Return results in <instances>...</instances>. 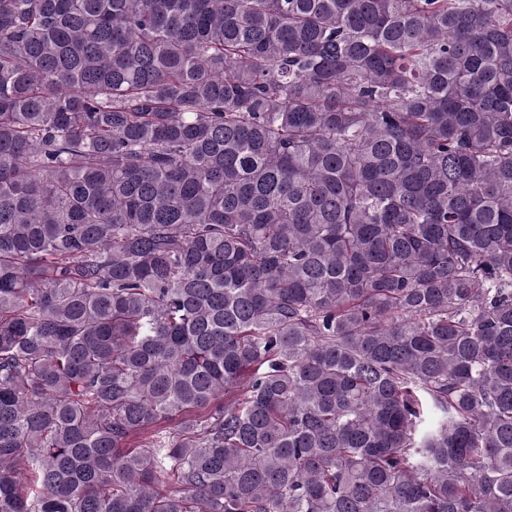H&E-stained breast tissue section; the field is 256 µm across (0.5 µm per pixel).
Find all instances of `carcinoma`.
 Listing matches in <instances>:
<instances>
[{"instance_id":"1","label":"carcinoma","mask_w":512,"mask_h":512,"mask_svg":"<svg viewBox=\"0 0 512 512\" xmlns=\"http://www.w3.org/2000/svg\"><path fill=\"white\" fill-rule=\"evenodd\" d=\"M0 512H512V0H0Z\"/></svg>"}]
</instances>
